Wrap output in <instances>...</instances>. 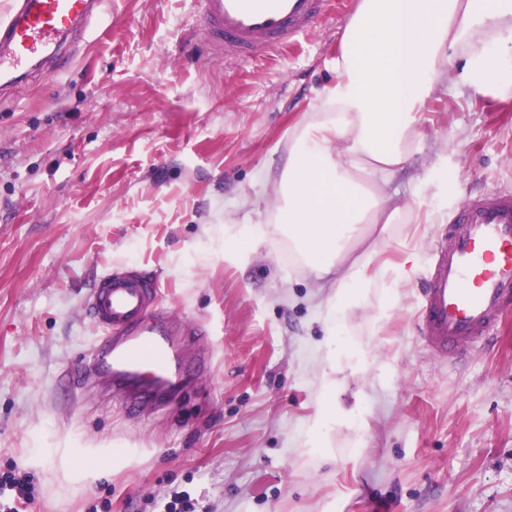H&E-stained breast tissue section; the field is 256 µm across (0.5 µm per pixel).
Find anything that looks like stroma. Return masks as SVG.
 I'll return each instance as SVG.
<instances>
[{"label": "stroma", "instance_id": "obj_1", "mask_svg": "<svg viewBox=\"0 0 512 512\" xmlns=\"http://www.w3.org/2000/svg\"><path fill=\"white\" fill-rule=\"evenodd\" d=\"M358 0L273 59H213L189 0H103L59 59L0 94V470L33 475L20 512H512V312L457 360L418 338L428 250L470 197L512 191V97L479 93L458 67L422 116L412 171L427 224H401L417 257L386 306L372 287L351 323L372 366L344 371L361 402L325 448L309 424L331 291L288 242L226 241L274 217L271 181L336 75ZM157 281L158 311L187 385L137 415L85 377L98 335L86 296L106 271ZM64 448L123 450L89 481Z\"/></svg>", "mask_w": 512, "mask_h": 512}]
</instances>
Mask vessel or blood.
Returning a JSON list of instances; mask_svg holds the SVG:
<instances>
[{"instance_id": "1", "label": "vessel or blood", "mask_w": 512, "mask_h": 512, "mask_svg": "<svg viewBox=\"0 0 512 512\" xmlns=\"http://www.w3.org/2000/svg\"><path fill=\"white\" fill-rule=\"evenodd\" d=\"M197 31L214 56L250 61L298 45L334 0H193ZM101 0H12L0 21V87L56 56ZM157 285L131 272H106L86 297L100 334L87 363L114 387L171 374L169 319L154 313ZM512 304V192L470 200L433 245L422 289L419 335L436 355L492 336Z\"/></svg>"}]
</instances>
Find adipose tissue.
<instances>
[{"label":"adipose tissue","mask_w":512,"mask_h":512,"mask_svg":"<svg viewBox=\"0 0 512 512\" xmlns=\"http://www.w3.org/2000/svg\"><path fill=\"white\" fill-rule=\"evenodd\" d=\"M455 61L473 89L512 93V0H359L342 33L335 82L288 136L270 231L287 238L316 278L335 277L314 434L361 414L336 398L342 369L368 361L363 346L347 341L351 319L372 286L393 300L410 281L413 248L393 265L380 254L397 225L418 223L421 193L412 187L403 200L391 186L409 169L419 116Z\"/></svg>","instance_id":"obj_1"}]
</instances>
